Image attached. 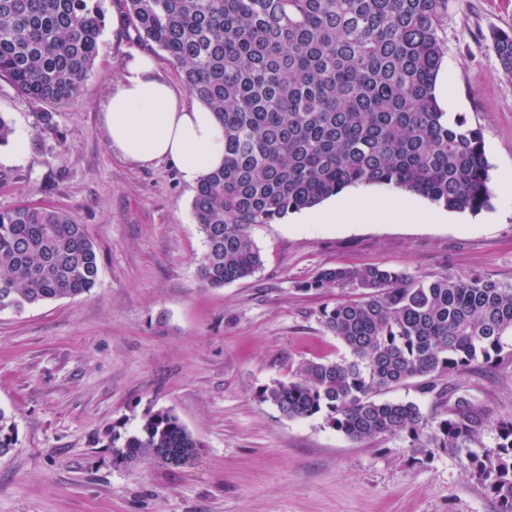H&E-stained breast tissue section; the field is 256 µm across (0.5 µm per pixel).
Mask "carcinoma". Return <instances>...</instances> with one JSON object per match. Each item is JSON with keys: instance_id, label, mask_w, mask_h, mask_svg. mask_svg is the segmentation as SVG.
Segmentation results:
<instances>
[{"instance_id": "cac0c4a2", "label": "carcinoma", "mask_w": 512, "mask_h": 512, "mask_svg": "<svg viewBox=\"0 0 512 512\" xmlns=\"http://www.w3.org/2000/svg\"><path fill=\"white\" fill-rule=\"evenodd\" d=\"M449 0H123L138 39L173 64L201 105L224 122V166L202 178L192 214L199 263L211 288L263 266L251 235L351 186L392 187L448 210L491 207L484 139L435 96ZM105 27L101 0H0V78L27 97L61 104L81 89ZM491 46L512 81V30ZM99 251L61 208L0 210V311L20 312L95 287ZM363 289L320 311L349 357L310 360L257 397L288 419L318 414L353 441L401 437L431 455L463 453L471 474L512 512V417L496 421L492 452L472 450L488 421L451 379L473 364L512 359V282L481 274L410 277L380 266L337 267L305 285ZM446 375L439 389L435 377ZM418 381L448 398L434 416L415 403L381 401ZM127 464L194 460L201 443L170 410L147 413L116 445ZM16 444L0 410V456Z\"/></svg>"}]
</instances>
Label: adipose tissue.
I'll return each instance as SVG.
<instances>
[{"mask_svg": "<svg viewBox=\"0 0 512 512\" xmlns=\"http://www.w3.org/2000/svg\"><path fill=\"white\" fill-rule=\"evenodd\" d=\"M104 126L112 148L128 162L145 166L157 160L175 165L183 180L195 185L224 162V125L213 112L188 101L163 76L154 55L126 56L120 79L102 103ZM437 224L440 210L417 212L399 196L375 198L369 190L350 195L339 209L316 216L319 224L361 220Z\"/></svg>", "mask_w": 512, "mask_h": 512, "instance_id": "adipose-tissue-1", "label": "adipose tissue"}]
</instances>
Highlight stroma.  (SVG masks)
<instances>
[{"mask_svg":"<svg viewBox=\"0 0 512 512\" xmlns=\"http://www.w3.org/2000/svg\"><path fill=\"white\" fill-rule=\"evenodd\" d=\"M512 28V0H452L441 67L445 109L480 128L496 193L479 215L443 224H257L264 266L211 288L195 188L168 162L138 167L110 146L101 104L121 76L134 31L104 27L80 93L50 107L0 79V210L65 209L99 247L91 291L0 312V409L16 445L0 456V512H497L464 455L425 457L399 437L355 442L324 416L291 420L260 402L308 360L348 351L319 321L361 289L304 291L327 268L383 265L429 279L475 273L512 282V83L489 46ZM55 128H39L44 111ZM26 151L14 153V141ZM455 383L487 414L475 451L494 450L512 416V361L475 364ZM172 410L201 443L189 465L121 463L106 443L148 411Z\"/></svg>","mask_w":512,"mask_h":512,"instance_id":"obj_1","label":"stroma"}]
</instances>
